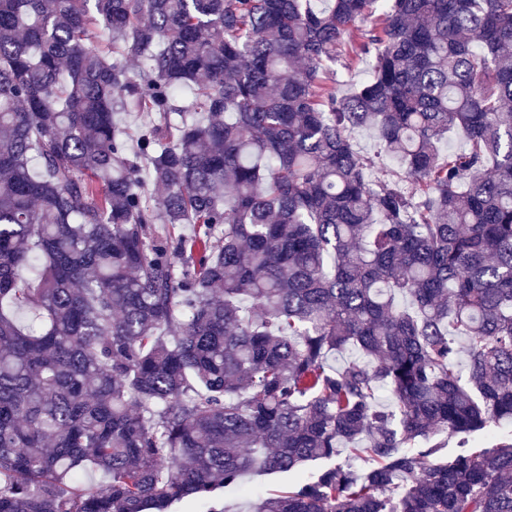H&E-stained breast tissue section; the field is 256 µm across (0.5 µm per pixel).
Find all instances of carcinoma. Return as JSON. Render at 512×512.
Wrapping results in <instances>:
<instances>
[{"label": "carcinoma", "instance_id": "obj_1", "mask_svg": "<svg viewBox=\"0 0 512 512\" xmlns=\"http://www.w3.org/2000/svg\"><path fill=\"white\" fill-rule=\"evenodd\" d=\"M510 425L512 0H0V512H512ZM370 73L371 69L366 63H360L351 74H347L340 67H336V86L340 91L347 93L355 84L366 80Z\"/></svg>", "mask_w": 512, "mask_h": 512}]
</instances>
